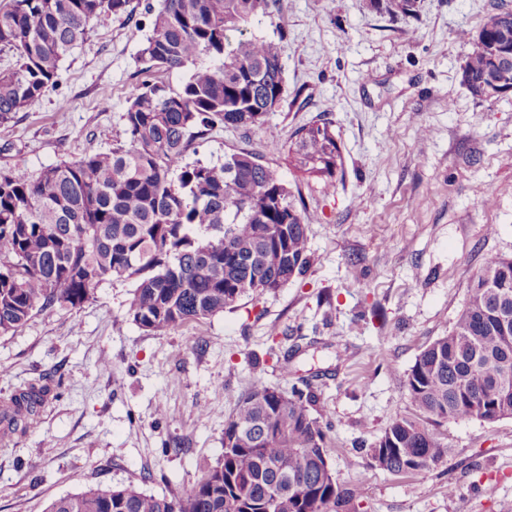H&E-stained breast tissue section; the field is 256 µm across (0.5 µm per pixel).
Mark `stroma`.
I'll list each match as a JSON object with an SVG mask.
<instances>
[{
	"instance_id": "35a3bbf8",
	"label": "stroma",
	"mask_w": 512,
	"mask_h": 512,
	"mask_svg": "<svg viewBox=\"0 0 512 512\" xmlns=\"http://www.w3.org/2000/svg\"><path fill=\"white\" fill-rule=\"evenodd\" d=\"M495 2L418 0L416 16L392 21L369 0H280L252 20L248 35L281 50L284 98L261 124L214 127L185 160L244 150L276 169L305 204V275L167 336L127 317L133 283L116 278L0 334V398L52 389L26 433L0 441V512H46L91 487L180 496L216 466L224 421L254 381L287 393L302 379L337 481L361 489L359 512H512V418L443 423L450 453L420 474L364 454L411 415L406 375L452 328L485 259L512 256V93L479 101L462 83L467 38ZM146 3L95 22L55 87L0 126V168L35 173L126 142ZM320 120L343 161L328 191L277 151Z\"/></svg>"
}]
</instances>
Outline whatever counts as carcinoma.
<instances>
[{
    "label": "carcinoma",
    "instance_id": "obj_1",
    "mask_svg": "<svg viewBox=\"0 0 512 512\" xmlns=\"http://www.w3.org/2000/svg\"><path fill=\"white\" fill-rule=\"evenodd\" d=\"M274 0H158L137 60L142 72L194 69L178 88L146 81L122 115L128 140L107 152L49 165L0 168V334L32 312L82 304L112 278L133 281L126 313L166 336L210 318L242 296L281 288L309 264L307 217L276 170L239 152L221 164H188V148L217 125L255 126L283 100L280 48L232 38ZM417 0H370L391 19ZM132 0H9L0 8V125L53 88L61 62L85 43L91 23L132 12ZM463 68L477 100L512 89V9L490 14ZM209 56L216 66H199ZM288 166L325 190L342 156L328 122L298 128ZM417 415L397 416L370 446V464L414 474L449 452L438 426L512 417V258L490 256L447 333L406 376ZM50 387L32 384L0 399V440L26 433ZM314 395L256 382L224 422V455L187 493L169 499L124 488H88L47 512H358L357 485L328 464Z\"/></svg>",
    "mask_w": 512,
    "mask_h": 512
}]
</instances>
